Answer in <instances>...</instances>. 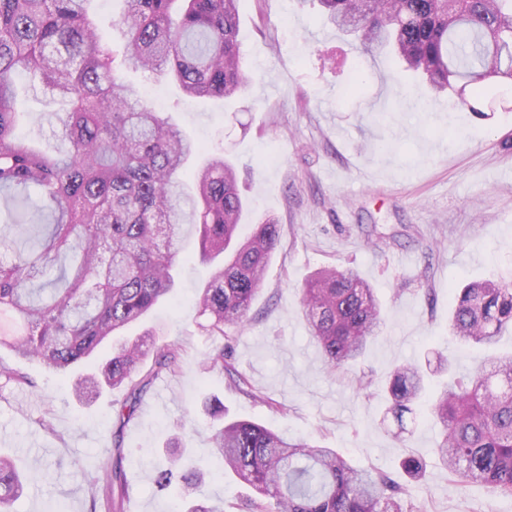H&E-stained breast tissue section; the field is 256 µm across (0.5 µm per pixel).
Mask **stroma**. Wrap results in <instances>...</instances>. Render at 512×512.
Segmentation results:
<instances>
[{"label": "stroma", "mask_w": 512, "mask_h": 512, "mask_svg": "<svg viewBox=\"0 0 512 512\" xmlns=\"http://www.w3.org/2000/svg\"><path fill=\"white\" fill-rule=\"evenodd\" d=\"M239 13L243 62L257 77L245 99H191L172 81L123 70L139 91L157 89L155 110L204 151L227 150L251 204L248 223L270 217L281 227L249 320L233 338L207 336L197 324L193 299L212 267L193 239L170 299L128 328L131 336L151 332L159 346H183L181 372L155 380L123 431L129 512H172L177 496L157 491L155 468L173 451L209 456L213 421L202 403L211 396L226 417L321 441L401 484L409 483L402 459L422 458L425 476L411 483L422 512H512V497L450 483L432 453L441 428L428 402L397 440L386 391L395 366L440 351L452 373L467 374L478 352L449 339L456 290L512 280V87L487 86L478 111L454 107L389 52H363L325 25L318 6L240 0ZM356 81L359 92L349 94ZM17 107L21 133L55 151L48 115L62 110L59 98L24 74ZM328 266L352 267L367 280L385 322L355 367L332 373L299 315L305 280ZM217 346L253 396L225 373L201 370ZM0 359L36 382L32 390L0 386V452L37 476L13 512H88V478L111 445L112 405L123 390L84 405L69 381L41 365L6 349Z\"/></svg>", "instance_id": "obj_1"}]
</instances>
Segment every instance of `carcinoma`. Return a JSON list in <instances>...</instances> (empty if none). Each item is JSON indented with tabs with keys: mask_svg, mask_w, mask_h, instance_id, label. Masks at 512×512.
<instances>
[{
	"mask_svg": "<svg viewBox=\"0 0 512 512\" xmlns=\"http://www.w3.org/2000/svg\"><path fill=\"white\" fill-rule=\"evenodd\" d=\"M92 0H0V347L36 359L63 377L101 359L74 382L79 401L123 388L116 409L115 461L90 482V508L124 512L128 481L119 438L158 377L182 368L170 341L151 352L149 335L117 346L110 339L140 320L175 288L182 241L195 235L199 257L224 256L195 296L200 327L226 336L241 327L280 244V225H255L235 241L249 204L235 165L209 153L183 179L197 144L163 118L119 75L133 67L176 82L189 96L233 100L254 76L242 62L240 0H123L115 21L121 43L106 42L92 21ZM324 19L386 49L406 70L478 111L489 81L512 82V0H318ZM26 70L67 102L49 116L64 149L52 154L16 134L14 79ZM301 314L325 366L341 369L365 353L384 320L373 288L350 268L322 269L301 288ZM450 332L459 344L490 348L512 329V282L483 280L460 289ZM231 375L258 398L248 379L224 363V348L202 363ZM0 379L35 387L21 369L0 362ZM429 374L412 364L389 376V410L399 427L427 394ZM443 428L435 454L452 481L483 484L512 497V355L483 359L432 401ZM214 456L253 495L240 512H417L409 486L384 471L357 469L317 441L287 440L251 420L214 429ZM412 481L424 463L408 457ZM33 476L0 455V512H11ZM160 489L180 488L177 512H224L203 492L204 470L173 459L157 471Z\"/></svg>",
	"mask_w": 512,
	"mask_h": 512,
	"instance_id": "carcinoma-1",
	"label": "carcinoma"
}]
</instances>
